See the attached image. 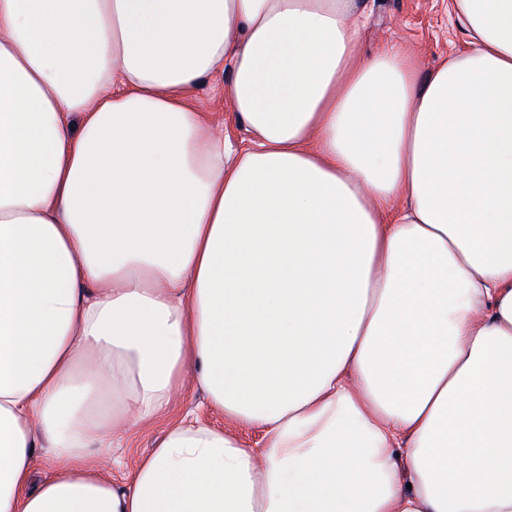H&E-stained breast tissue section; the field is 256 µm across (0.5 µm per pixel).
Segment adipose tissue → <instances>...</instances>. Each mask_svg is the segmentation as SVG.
<instances>
[{
	"label": "adipose tissue",
	"instance_id": "adipose-tissue-1",
	"mask_svg": "<svg viewBox=\"0 0 512 512\" xmlns=\"http://www.w3.org/2000/svg\"><path fill=\"white\" fill-rule=\"evenodd\" d=\"M448 8L423 74L362 0H0V512H512V0ZM189 368L260 446L116 490ZM223 87V78L208 79L194 88L192 98L199 111L209 112L215 125L223 127L224 122V136L233 144H239L249 134L231 111Z\"/></svg>",
	"mask_w": 512,
	"mask_h": 512
}]
</instances>
